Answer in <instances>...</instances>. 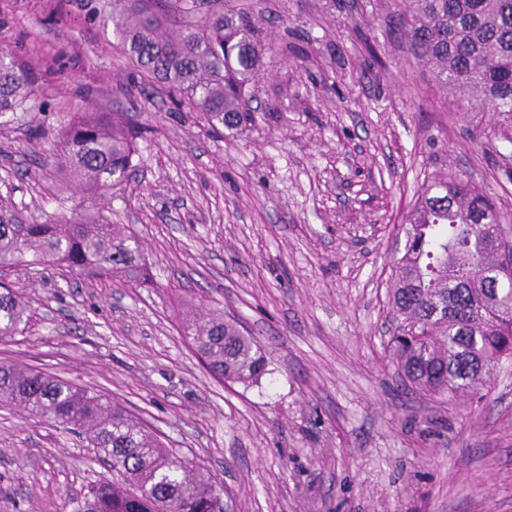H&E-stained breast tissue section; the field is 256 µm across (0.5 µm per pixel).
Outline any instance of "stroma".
<instances>
[{
	"label": "stroma",
	"mask_w": 512,
	"mask_h": 512,
	"mask_svg": "<svg viewBox=\"0 0 512 512\" xmlns=\"http://www.w3.org/2000/svg\"><path fill=\"white\" fill-rule=\"evenodd\" d=\"M267 45L256 122L214 129L114 44L110 0H0V47L48 77L0 126V198L33 221L75 205L130 227L151 287L56 266L9 273L34 312L16 361L121 402L224 488L233 512H512V361L482 400L404 389L390 280L424 180L455 165L512 212L498 119L444 98L386 0H203ZM127 113L135 176L81 192L43 170L72 113ZM223 310L268 375L219 383L179 331ZM82 436L0 406V512H63L109 476Z\"/></svg>",
	"instance_id": "35a3bbf8"
}]
</instances>
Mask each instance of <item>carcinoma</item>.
<instances>
[{
    "mask_svg": "<svg viewBox=\"0 0 512 512\" xmlns=\"http://www.w3.org/2000/svg\"><path fill=\"white\" fill-rule=\"evenodd\" d=\"M198 6L199 0H113L107 21L131 63L173 101H188L214 128L246 131L256 120L250 89L261 76L264 46L246 12L206 13L162 32L169 16L193 15ZM394 6L404 39L440 87L496 114L500 134L512 142V0H397ZM41 77L0 48V125L25 107ZM140 137L112 112L79 113L62 134L53 166L83 190L110 192L133 174ZM408 224L390 293L399 319L392 361L424 395L475 396L502 361L512 360V274L499 275L512 257V214L461 175L440 171L423 184ZM54 264L144 278L133 232L76 208L60 220L30 222L0 202V273ZM28 320L22 295L1 281L0 342L22 334ZM181 333L220 381L249 386L268 374L254 338L222 311L185 317ZM0 404L78 432L115 472L116 478L93 482L81 499L69 500L71 512H223L218 485L92 386L0 362Z\"/></svg>",
    "mask_w": 512,
    "mask_h": 512,
    "instance_id": "cac0c4a2",
    "label": "carcinoma"
}]
</instances>
